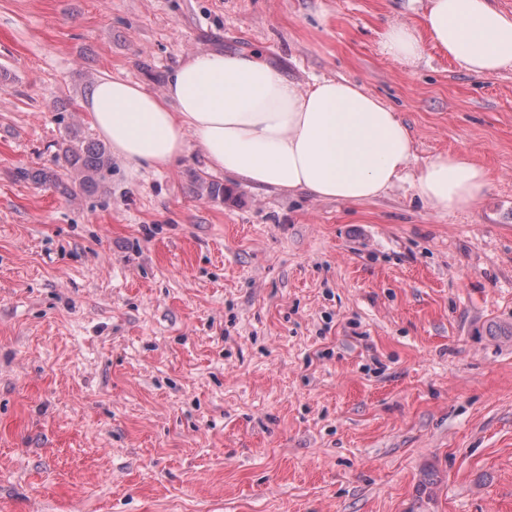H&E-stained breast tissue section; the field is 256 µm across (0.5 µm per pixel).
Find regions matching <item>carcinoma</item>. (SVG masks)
<instances>
[{"label": "carcinoma", "instance_id": "1", "mask_svg": "<svg viewBox=\"0 0 512 512\" xmlns=\"http://www.w3.org/2000/svg\"><path fill=\"white\" fill-rule=\"evenodd\" d=\"M59 154L66 170L76 174L77 183L71 185L55 174L44 171H22L20 177L37 183L51 182L63 194L74 196L77 192L93 193L104 184L112 171V161L106 146L100 142L84 140L73 135L59 144Z\"/></svg>", "mask_w": 512, "mask_h": 512}]
</instances>
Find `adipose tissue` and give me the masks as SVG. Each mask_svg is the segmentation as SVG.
<instances>
[{
  "mask_svg": "<svg viewBox=\"0 0 512 512\" xmlns=\"http://www.w3.org/2000/svg\"><path fill=\"white\" fill-rule=\"evenodd\" d=\"M427 37L474 75L512 67V16L490 0H428L421 27L387 26L379 51L411 69ZM81 106L136 169L169 166L193 140L212 170L324 200H372L408 177L421 200L448 210L478 202L489 186L483 166L448 153L411 172L414 140L383 100L343 78L298 85L256 54L191 55L160 93L104 76Z\"/></svg>",
  "mask_w": 512,
  "mask_h": 512,
  "instance_id": "1",
  "label": "adipose tissue"
}]
</instances>
